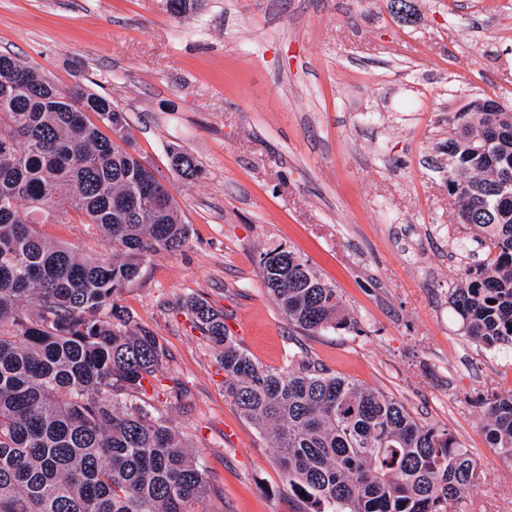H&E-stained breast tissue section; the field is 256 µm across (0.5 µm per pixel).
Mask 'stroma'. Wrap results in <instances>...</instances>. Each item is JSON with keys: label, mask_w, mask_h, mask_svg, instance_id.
I'll list each match as a JSON object with an SVG mask.
<instances>
[{"label": "stroma", "mask_w": 512, "mask_h": 512, "mask_svg": "<svg viewBox=\"0 0 512 512\" xmlns=\"http://www.w3.org/2000/svg\"><path fill=\"white\" fill-rule=\"evenodd\" d=\"M0 51L63 85L96 81L189 228L122 303L166 348L146 390L204 474L195 512L305 506L225 395L190 297L263 365L311 358L448 427L481 463L466 512H512V464L481 432L485 399L512 387V352L462 334L449 293L475 262L477 230L448 193L459 111L479 97L512 110V0H201L179 17L165 0H0ZM172 144L199 178L169 168ZM40 230L112 251L79 224ZM281 247L336 286L357 330L289 327L257 265Z\"/></svg>", "instance_id": "stroma-1"}]
</instances>
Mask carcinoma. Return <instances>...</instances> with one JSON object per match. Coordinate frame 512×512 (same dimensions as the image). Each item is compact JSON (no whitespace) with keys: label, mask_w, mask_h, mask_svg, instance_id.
I'll return each instance as SVG.
<instances>
[{"label":"carcinoma","mask_w":512,"mask_h":512,"mask_svg":"<svg viewBox=\"0 0 512 512\" xmlns=\"http://www.w3.org/2000/svg\"><path fill=\"white\" fill-rule=\"evenodd\" d=\"M464 116L448 187L480 233L482 259L450 303L464 336L512 348V112ZM131 140L109 97L0 54V512H189L206 493L189 445L143 388L165 348L121 305L152 256L188 237ZM167 158L185 180L202 174L176 145ZM39 224L96 228L112 257ZM258 267L294 329L355 328L337 288L295 252L262 253ZM187 309L222 347L225 393L276 448L310 512H450L480 483L474 454L396 398L303 357L263 366L206 303ZM483 431L512 463L511 389L488 400Z\"/></svg>","instance_id":"obj_1"}]
</instances>
